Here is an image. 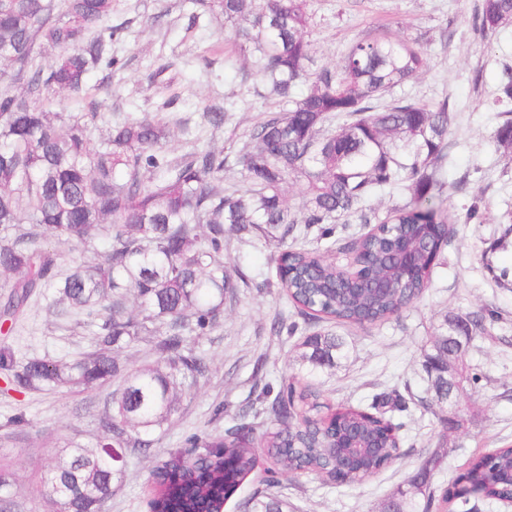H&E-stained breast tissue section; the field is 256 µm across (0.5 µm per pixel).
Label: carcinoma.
I'll return each mask as SVG.
<instances>
[{
  "mask_svg": "<svg viewBox=\"0 0 512 512\" xmlns=\"http://www.w3.org/2000/svg\"><path fill=\"white\" fill-rule=\"evenodd\" d=\"M112 2L0 0V274H20L0 299V322L15 324L35 290L51 288L53 313L83 314L97 326V351L65 365L20 360L1 345L0 374L15 390L80 391L117 382L100 419L97 450L69 441L41 478L58 512H99L124 476L119 449L149 451L155 432L178 412L181 393L208 374L209 361L190 338L220 325L224 300L237 287L224 265L225 233L278 243L272 260L288 300L307 320L350 327L384 323L420 298L449 242L426 228L449 222L441 176L453 121L448 98L384 100L424 69L421 50L368 37L353 43L339 65L313 71L308 0H193L198 17L224 15L234 27L233 45L248 54L268 94L283 104L252 129L237 157L242 185L226 190L224 150L194 148L170 158L164 151L170 126L155 115L105 122L93 146L96 103L76 114L45 108L59 93L83 98L91 71L118 65ZM479 20L492 31L511 25L512 0H481ZM47 46L60 54L44 67L37 57ZM304 81L308 91L294 98ZM497 102L504 119L494 138L512 162V76ZM225 112L214 104L204 118L219 129ZM335 120L340 125L333 128ZM292 176L302 181L298 211L284 195ZM387 190L400 191L402 199L381 217L366 203ZM354 216L376 228L356 237L359 266L352 274L297 244L313 227L318 239H331L335 224ZM21 224L30 228L23 232ZM104 225L102 262L60 272L56 247L85 244ZM404 245L418 252L410 268L400 259ZM130 291L133 311L126 307ZM488 319L494 313L444 315L424 363L457 349L448 344L450 336L468 345L486 331ZM140 340L151 343L156 360L123 368L119 351ZM296 349L299 371L279 389L267 383L261 390L277 427L258 435L242 412L221 437L187 436L192 461L176 456L151 472L150 512H221L260 454L273 465L271 488L279 474L315 471L326 480V471L336 468L361 483L383 468L401 443L387 434L392 421L361 407L334 410L319 388L318 377L347 357V343L321 327ZM428 379L432 400L442 404L470 374L462 365L458 378L430 372ZM299 404L306 426H290L288 412ZM356 430L376 438L380 453L362 460L327 456L325 437ZM226 447L235 463L228 474ZM441 462L433 454L381 512H430V472ZM9 485V475L0 473V512L15 508ZM441 499L448 512H474L479 501L512 502V446L472 456ZM245 509L292 512L288 498L272 491L254 494Z\"/></svg>",
  "mask_w": 512,
  "mask_h": 512,
  "instance_id": "cac0c4a2",
  "label": "carcinoma"
}]
</instances>
